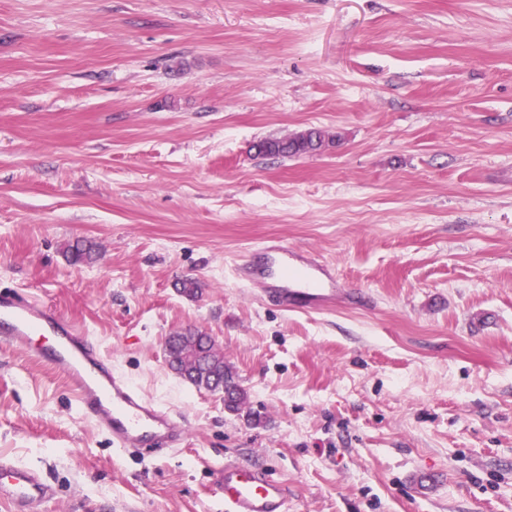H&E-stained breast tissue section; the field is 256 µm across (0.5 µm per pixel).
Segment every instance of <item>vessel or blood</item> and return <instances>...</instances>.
Masks as SVG:
<instances>
[{
  "instance_id": "1",
  "label": "vessel or blood",
  "mask_w": 512,
  "mask_h": 512,
  "mask_svg": "<svg viewBox=\"0 0 512 512\" xmlns=\"http://www.w3.org/2000/svg\"><path fill=\"white\" fill-rule=\"evenodd\" d=\"M260 252L259 259L241 261L238 275L278 305L318 310L357 302V295L345 291L309 251L275 243L263 245ZM34 335L46 337L40 357L70 381L80 417L111 437L113 446L163 450L183 442L182 423L113 371L85 332L44 303L0 293V339L24 349ZM220 481L224 512H288L286 486L261 468L228 461L220 471ZM52 494V487L37 472L0 456V498L9 501L15 512H24Z\"/></svg>"
}]
</instances>
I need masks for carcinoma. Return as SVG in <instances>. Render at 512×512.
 <instances>
[{
  "mask_svg": "<svg viewBox=\"0 0 512 512\" xmlns=\"http://www.w3.org/2000/svg\"><path fill=\"white\" fill-rule=\"evenodd\" d=\"M326 143V133L323 130L310 129L288 140H263L256 148L266 156L292 157L316 152ZM66 253L72 263H83L92 260L95 247L91 243L77 242L68 246ZM168 360L172 368L196 387L212 392L224 390L226 408L237 411L247 402V391L236 380L231 368L224 363V355L213 350L211 338L202 331L190 329L172 337Z\"/></svg>",
  "mask_w": 512,
  "mask_h": 512,
  "instance_id": "carcinoma-1",
  "label": "carcinoma"
}]
</instances>
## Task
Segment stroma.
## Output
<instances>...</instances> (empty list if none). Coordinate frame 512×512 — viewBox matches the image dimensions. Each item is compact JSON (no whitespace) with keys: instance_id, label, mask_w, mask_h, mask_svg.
<instances>
[{"instance_id":"1","label":"stroma","mask_w":512,"mask_h":512,"mask_svg":"<svg viewBox=\"0 0 512 512\" xmlns=\"http://www.w3.org/2000/svg\"><path fill=\"white\" fill-rule=\"evenodd\" d=\"M309 128L341 141L253 148ZM272 240L366 307L254 298L236 268ZM1 288L186 429L124 455L0 342V455L55 490L33 512H224L228 460L288 512H512V0H0ZM188 328L240 411L170 369ZM327 143L326 133L321 129L301 132L288 140L266 139L255 147L260 154L274 157H292L319 151Z\"/></svg>"}]
</instances>
